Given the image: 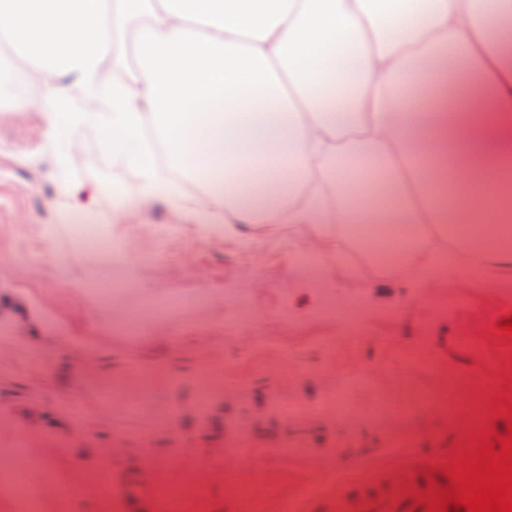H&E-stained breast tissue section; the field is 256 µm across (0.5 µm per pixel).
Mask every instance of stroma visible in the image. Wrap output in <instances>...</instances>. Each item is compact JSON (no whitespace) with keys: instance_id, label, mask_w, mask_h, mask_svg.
<instances>
[{"instance_id":"stroma-1","label":"stroma","mask_w":512,"mask_h":512,"mask_svg":"<svg viewBox=\"0 0 512 512\" xmlns=\"http://www.w3.org/2000/svg\"><path fill=\"white\" fill-rule=\"evenodd\" d=\"M44 128L39 107L0 106V451L37 447L41 466L25 486L43 512H128L132 502L159 512L172 492L195 512H283L341 468L398 448L460 454L503 429L493 400L512 341L497 327L512 317V293L453 275L420 288L346 237L318 242L298 224L214 233L164 202L115 223L112 190L139 196L137 171L103 153L95 132L59 166ZM86 195L96 223L126 246L127 285L110 307L71 286L98 257L60 214ZM200 292L204 307L144 319L137 341L120 330L127 312ZM327 292L347 299L356 335L318 314ZM288 404L302 413L284 414ZM46 471L75 487L65 503L45 496Z\"/></svg>"}]
</instances>
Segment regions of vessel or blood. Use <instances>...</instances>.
<instances>
[{
    "instance_id": "1",
    "label": "vessel or blood",
    "mask_w": 512,
    "mask_h": 512,
    "mask_svg": "<svg viewBox=\"0 0 512 512\" xmlns=\"http://www.w3.org/2000/svg\"><path fill=\"white\" fill-rule=\"evenodd\" d=\"M439 451L413 450L355 471L343 470L317 494L298 499L299 512H425L430 484H445Z\"/></svg>"
}]
</instances>
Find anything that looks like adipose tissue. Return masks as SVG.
I'll use <instances>...</instances> for the list:
<instances>
[{"label": "adipose tissue", "instance_id": "adipose-tissue-1", "mask_svg": "<svg viewBox=\"0 0 512 512\" xmlns=\"http://www.w3.org/2000/svg\"><path fill=\"white\" fill-rule=\"evenodd\" d=\"M512 0H0V91L32 65L47 136L86 129L192 224L431 225L512 286ZM133 82L104 83L110 28ZM461 69L458 84L449 73ZM411 88L407 102L398 96ZM81 109H72L73 100ZM166 152L165 166L153 157ZM381 163L376 182L343 169Z\"/></svg>", "mask_w": 512, "mask_h": 512}]
</instances>
